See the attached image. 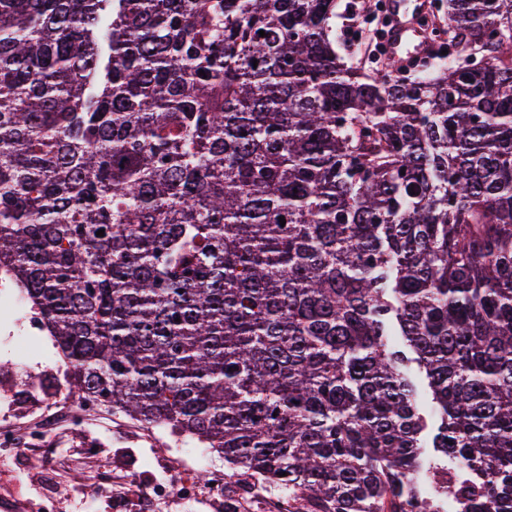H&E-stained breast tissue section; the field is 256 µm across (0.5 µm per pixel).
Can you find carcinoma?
<instances>
[{
	"instance_id": "obj_1",
	"label": "carcinoma",
	"mask_w": 512,
	"mask_h": 512,
	"mask_svg": "<svg viewBox=\"0 0 512 512\" xmlns=\"http://www.w3.org/2000/svg\"><path fill=\"white\" fill-rule=\"evenodd\" d=\"M443 26L400 78L335 0H0V271L78 400L304 512H406L429 438L512 512V5ZM373 1L377 0H336V23L338 26L337 33L340 38L338 42L340 48L339 50L342 53H345L346 56L354 62H359L361 60L362 65L368 71L378 70L381 67H384L385 64H382L380 59L376 62L371 61V56L366 44L365 47H363L362 55L359 56L360 60H358V58L351 50L356 49L359 42L357 32L355 30L356 26L351 27L350 24L346 22V19L349 18L351 14L357 15L359 18L362 14L369 10V2ZM346 7V12H344ZM344 13L346 16L344 19H342Z\"/></svg>"
}]
</instances>
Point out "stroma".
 Masks as SVG:
<instances>
[{
    "label": "stroma",
    "mask_w": 512,
    "mask_h": 512,
    "mask_svg": "<svg viewBox=\"0 0 512 512\" xmlns=\"http://www.w3.org/2000/svg\"><path fill=\"white\" fill-rule=\"evenodd\" d=\"M68 369L39 316L0 273V428L42 430L38 446L0 449V507L22 512H224V498L200 489L178 497H141L138 489L176 485L184 473L206 480L224 457L162 426L104 405L76 422L52 426L72 402Z\"/></svg>",
    "instance_id": "1"
}]
</instances>
